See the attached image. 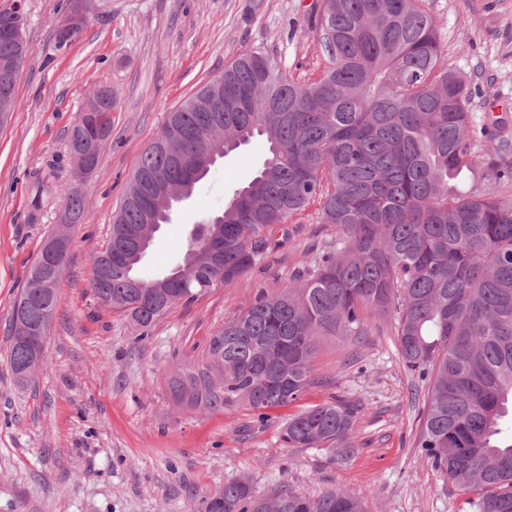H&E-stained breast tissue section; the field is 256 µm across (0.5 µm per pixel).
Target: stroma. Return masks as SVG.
Listing matches in <instances>:
<instances>
[{
	"label": "stroma",
	"mask_w": 512,
	"mask_h": 512,
	"mask_svg": "<svg viewBox=\"0 0 512 512\" xmlns=\"http://www.w3.org/2000/svg\"><path fill=\"white\" fill-rule=\"evenodd\" d=\"M423 4L446 65L469 82L476 122L492 134L486 148L496 147V134L512 138V0ZM72 5L24 0L30 51L17 77L19 106L0 130V512H196L204 495L239 479L263 497L283 487L313 496L343 489L365 512H478L417 446L428 384L404 366L393 318H371L364 336L317 337L310 385L266 419L241 403L204 411L173 399L169 375L204 362L226 319L258 292L292 285L332 238L315 208L278 227L281 246L261 264L173 306L149 335L90 287L112 215L169 112L252 50L294 80L316 81L328 65L318 39L322 0H91L86 25L61 48L56 31ZM102 89L116 99L112 135L82 186L85 220L67 229L44 362L20 385L7 365L13 305L60 227L74 180L68 130ZM267 155L256 137L218 159L155 233L140 275L158 278L180 264L193 224L223 210ZM337 399L359 409L351 459L287 447L289 415Z\"/></svg>",
	"instance_id": "1"
}]
</instances>
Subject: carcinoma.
<instances>
[{"label":"carcinoma","mask_w":512,"mask_h":512,"mask_svg":"<svg viewBox=\"0 0 512 512\" xmlns=\"http://www.w3.org/2000/svg\"><path fill=\"white\" fill-rule=\"evenodd\" d=\"M329 66L301 84L268 55L252 52L224 68L223 82L204 85L169 113L140 157L112 217V262L94 265L92 291L148 335L172 306L238 280L279 247L275 228L311 204L321 224L336 228L298 286L258 295L210 339L205 363H187L168 380L174 399L219 410L241 402L265 411L299 400L309 384L318 336H362L372 313L396 321L399 354L429 379L431 395L418 447L457 488L476 496L479 512H512V183L504 138L495 152L469 112L464 77L448 69L434 18L421 0H323L318 30ZM28 48L0 35V60ZM18 107L15 77H0V103ZM221 117L225 149L257 135L268 146L258 174L222 213L194 225L180 265L163 279H144L138 247L149 215L167 224L208 174L215 145L210 115ZM112 134V113L98 126L76 121L69 151L86 141L98 152ZM467 172L481 187L456 189ZM69 223L85 218L83 192L64 193ZM63 260L36 259L14 304L11 327L36 336L45 309L57 310ZM32 352L10 336L13 379L26 384ZM358 408L343 400L288 418L282 440L321 448L346 460ZM199 512H363L354 495L281 491L257 497L245 480L202 498Z\"/></svg>","instance_id":"obj_1"}]
</instances>
